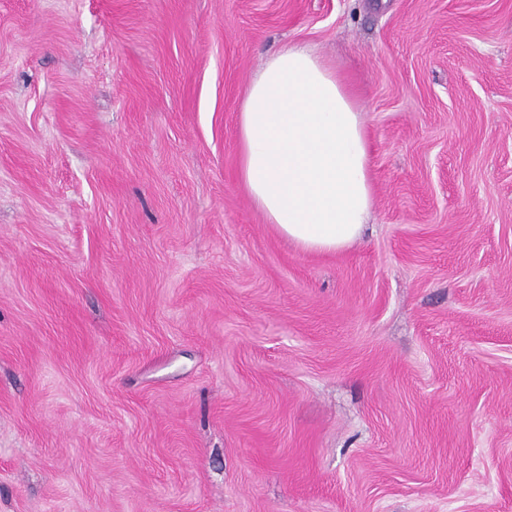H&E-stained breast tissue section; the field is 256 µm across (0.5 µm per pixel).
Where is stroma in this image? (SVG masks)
Instances as JSON below:
<instances>
[{
	"label": "stroma",
	"instance_id": "obj_1",
	"mask_svg": "<svg viewBox=\"0 0 512 512\" xmlns=\"http://www.w3.org/2000/svg\"><path fill=\"white\" fill-rule=\"evenodd\" d=\"M299 42L367 235L251 204ZM0 512H512V0H0ZM238 141L239 180L279 234L317 254L361 237L373 204L370 145L337 69L285 46L243 98Z\"/></svg>",
	"mask_w": 512,
	"mask_h": 512
}]
</instances>
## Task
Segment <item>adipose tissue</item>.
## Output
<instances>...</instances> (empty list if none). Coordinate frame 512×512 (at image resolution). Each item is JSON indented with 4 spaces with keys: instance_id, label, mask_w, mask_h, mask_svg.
<instances>
[{
    "instance_id": "ef3b65f1",
    "label": "adipose tissue",
    "mask_w": 512,
    "mask_h": 512,
    "mask_svg": "<svg viewBox=\"0 0 512 512\" xmlns=\"http://www.w3.org/2000/svg\"><path fill=\"white\" fill-rule=\"evenodd\" d=\"M238 141L239 180L279 234L317 254L361 237L373 204L370 145L337 69L285 46L243 98Z\"/></svg>"
}]
</instances>
